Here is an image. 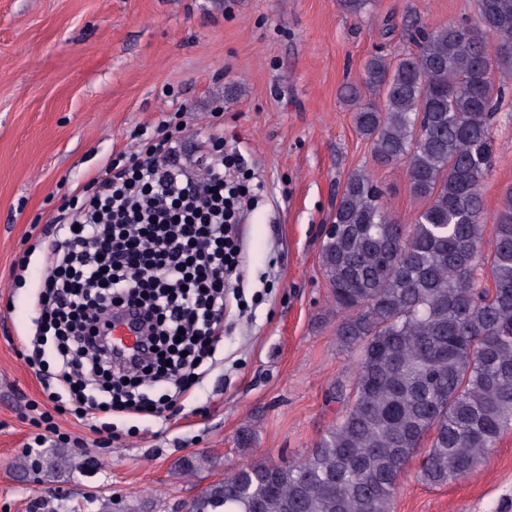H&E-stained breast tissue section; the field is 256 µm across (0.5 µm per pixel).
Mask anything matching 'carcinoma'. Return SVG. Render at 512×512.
<instances>
[{
	"label": "carcinoma",
	"instance_id": "cac0c4a2",
	"mask_svg": "<svg viewBox=\"0 0 512 512\" xmlns=\"http://www.w3.org/2000/svg\"><path fill=\"white\" fill-rule=\"evenodd\" d=\"M477 7L468 24L411 22V52L373 54L340 92L376 160L404 166L426 200L405 224L361 171L337 198L321 259L336 336L358 353L349 393L336 390L346 409L301 461L242 467L191 512H391L425 440L419 478L441 487L512 427V190L491 225L482 193L512 83V0Z\"/></svg>",
	"mask_w": 512,
	"mask_h": 512
}]
</instances>
